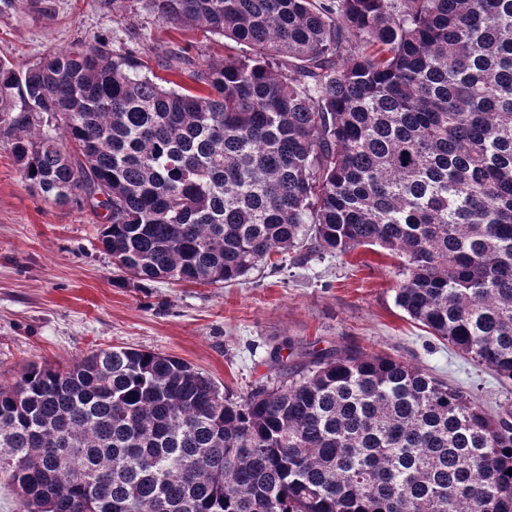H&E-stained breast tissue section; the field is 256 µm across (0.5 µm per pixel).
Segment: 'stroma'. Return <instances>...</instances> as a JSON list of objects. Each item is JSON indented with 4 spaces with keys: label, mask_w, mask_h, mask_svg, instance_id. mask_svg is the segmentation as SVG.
<instances>
[{
    "label": "stroma",
    "mask_w": 512,
    "mask_h": 512,
    "mask_svg": "<svg viewBox=\"0 0 512 512\" xmlns=\"http://www.w3.org/2000/svg\"><path fill=\"white\" fill-rule=\"evenodd\" d=\"M106 41L147 71L196 90L185 58L219 61L237 45L163 23L149 0H14L0 5V58L15 67ZM182 48L184 60H172ZM397 261L373 249L315 253L300 266L259 265L233 284L138 281L114 264L100 225L77 201L28 186L0 146V380L27 365L65 368L97 348L178 357L240 396L297 359L274 347L364 350L418 365L491 414L512 412V381L432 336L396 303Z\"/></svg>",
    "instance_id": "35a3bbf8"
}]
</instances>
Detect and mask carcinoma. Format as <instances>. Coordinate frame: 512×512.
Segmentation results:
<instances>
[{
    "mask_svg": "<svg viewBox=\"0 0 512 512\" xmlns=\"http://www.w3.org/2000/svg\"><path fill=\"white\" fill-rule=\"evenodd\" d=\"M242 48L206 93L97 42L0 59L24 181L106 211L138 281L233 282L377 247L397 305L512 381V0H151ZM237 399L191 364L96 349L0 381L19 512H512V420L413 363L307 353Z\"/></svg>",
    "mask_w": 512,
    "mask_h": 512,
    "instance_id": "carcinoma-1",
    "label": "carcinoma"
}]
</instances>
